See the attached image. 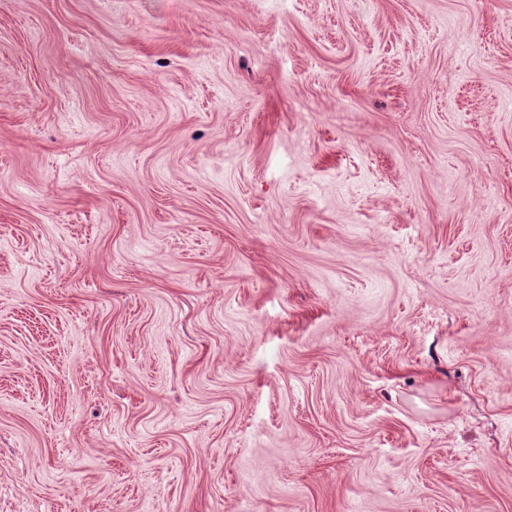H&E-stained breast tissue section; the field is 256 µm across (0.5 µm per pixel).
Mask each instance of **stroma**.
Instances as JSON below:
<instances>
[{"label":"stroma","instance_id":"1","mask_svg":"<svg viewBox=\"0 0 512 512\" xmlns=\"http://www.w3.org/2000/svg\"><path fill=\"white\" fill-rule=\"evenodd\" d=\"M0 512H512V0H0Z\"/></svg>","mask_w":512,"mask_h":512}]
</instances>
